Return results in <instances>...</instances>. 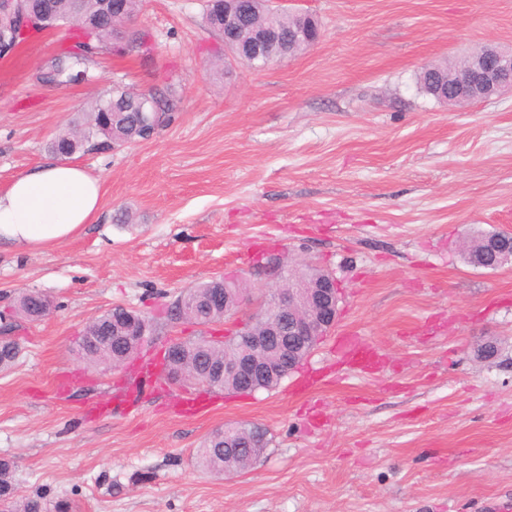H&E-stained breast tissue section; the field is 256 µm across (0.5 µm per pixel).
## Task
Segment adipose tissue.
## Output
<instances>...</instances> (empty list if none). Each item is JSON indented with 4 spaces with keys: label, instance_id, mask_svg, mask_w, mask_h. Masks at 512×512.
<instances>
[{
    "label": "adipose tissue",
    "instance_id": "adipose-tissue-1",
    "mask_svg": "<svg viewBox=\"0 0 512 512\" xmlns=\"http://www.w3.org/2000/svg\"><path fill=\"white\" fill-rule=\"evenodd\" d=\"M100 209V181L61 161L40 165L0 191V243L40 249L77 236Z\"/></svg>",
    "mask_w": 512,
    "mask_h": 512
}]
</instances>
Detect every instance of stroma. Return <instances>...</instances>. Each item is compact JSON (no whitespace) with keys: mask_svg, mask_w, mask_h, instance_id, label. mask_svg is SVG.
<instances>
[{"mask_svg":"<svg viewBox=\"0 0 512 512\" xmlns=\"http://www.w3.org/2000/svg\"><path fill=\"white\" fill-rule=\"evenodd\" d=\"M205 4L143 0L152 52L109 48L88 82L36 79L65 29L0 59V190L115 86L178 85L153 138L71 156L102 184L79 235L0 245V311L28 291L54 304L16 321L19 358L0 372V457L18 495L47 512H482L512 498V265L464 255L472 237L512 233V93L452 107L417 82L479 46L512 47V0H279L322 37L261 68L225 62ZM268 251L341 289L335 327L296 372L191 409L162 382L131 413L103 412L139 364L81 363L89 321L140 311L148 358L174 338L223 339L226 326L174 319V300L219 276L260 297L275 286L258 270ZM343 336L364 338L378 370L344 364ZM235 422L267 428L269 448L244 471L202 472L199 446Z\"/></svg>","mask_w":512,"mask_h":512,"instance_id":"obj_1","label":"stroma"}]
</instances>
